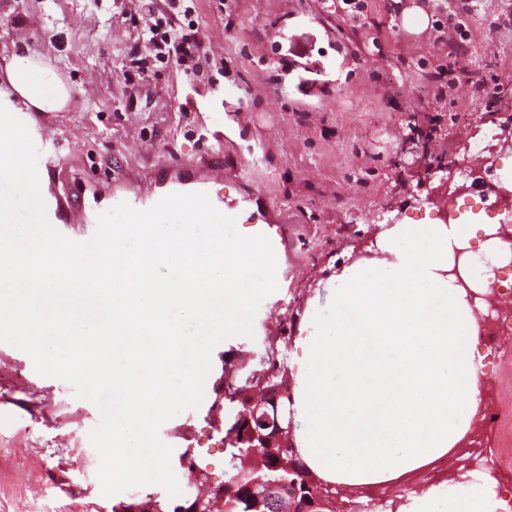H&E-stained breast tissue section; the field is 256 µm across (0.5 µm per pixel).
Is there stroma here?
I'll return each instance as SVG.
<instances>
[{
    "label": "stroma",
    "instance_id": "stroma-1",
    "mask_svg": "<svg viewBox=\"0 0 512 512\" xmlns=\"http://www.w3.org/2000/svg\"><path fill=\"white\" fill-rule=\"evenodd\" d=\"M413 7L425 15L417 32L403 23ZM140 15L139 0H0V47L42 52L74 90L68 111L36 117L66 159L55 179L80 175L85 191L87 205L69 210L67 232L92 236L114 185L149 187L173 159L206 168L219 148L224 167L209 171V188L231 205L238 231L255 235L259 209L271 212L265 232L287 237L275 261L290 280L263 299L253 337L215 347L216 384L225 361L264 346L272 311L295 339L327 315L336 268L372 250L377 214L428 223L426 198L440 180L432 165L462 158L490 113L512 114V86L494 104L483 93L494 74L512 71V0H472L470 81L439 102L425 92L427 71L448 64L434 23L454 27L457 0H367L360 21L339 0H199L208 64L188 76L159 63L132 87L125 74ZM394 120L406 132L396 143L387 133ZM481 344L486 408L512 421V338L492 325ZM98 422L96 407L68 383L38 375L27 354L0 343V470L9 475L0 512H124L146 495L167 499L156 485L102 495L100 460L84 458ZM159 436L173 449L172 465L191 454L211 491L223 489L224 419L208 403L164 423ZM467 444L512 489V433L479 419Z\"/></svg>",
    "mask_w": 512,
    "mask_h": 512
}]
</instances>
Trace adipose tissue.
Segmentation results:
<instances>
[{"instance_id": "1", "label": "adipose tissue", "mask_w": 512, "mask_h": 512, "mask_svg": "<svg viewBox=\"0 0 512 512\" xmlns=\"http://www.w3.org/2000/svg\"><path fill=\"white\" fill-rule=\"evenodd\" d=\"M73 90L43 55L0 51V184L32 206L41 192L16 149L40 129L37 112H63ZM493 226L397 224L380 232L382 254L345 268L327 316L300 337L293 358L302 423L301 455L329 482L360 486L401 480L452 453L483 405L484 353L469 293L447 271L454 251ZM491 471L429 487L403 512H497Z\"/></svg>"}]
</instances>
